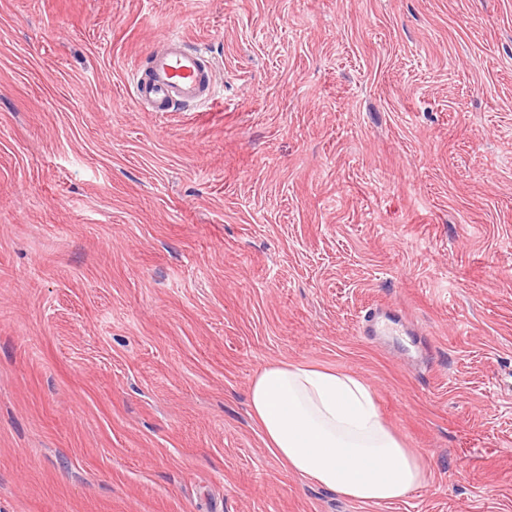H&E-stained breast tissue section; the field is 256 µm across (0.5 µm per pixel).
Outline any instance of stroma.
I'll return each instance as SVG.
<instances>
[{
  "instance_id": "obj_1",
  "label": "stroma",
  "mask_w": 512,
  "mask_h": 512,
  "mask_svg": "<svg viewBox=\"0 0 512 512\" xmlns=\"http://www.w3.org/2000/svg\"><path fill=\"white\" fill-rule=\"evenodd\" d=\"M167 32L214 100L137 104ZM280 361L428 484L290 471ZM0 512H512V0H0ZM253 417L289 468L364 505L393 503L426 483L418 454L383 423L357 378L278 362L254 378Z\"/></svg>"
}]
</instances>
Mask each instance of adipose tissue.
I'll list each match as a JSON object with an SVG mask.
<instances>
[{"label": "adipose tissue", "mask_w": 512, "mask_h": 512, "mask_svg": "<svg viewBox=\"0 0 512 512\" xmlns=\"http://www.w3.org/2000/svg\"><path fill=\"white\" fill-rule=\"evenodd\" d=\"M249 405L274 453L339 495L380 505L426 482L421 458L386 427L359 379L278 362L254 378Z\"/></svg>", "instance_id": "adipose-tissue-1"}]
</instances>
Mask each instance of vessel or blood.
Segmentation results:
<instances>
[{
    "label": "vessel or blood",
    "mask_w": 512,
    "mask_h": 512,
    "mask_svg": "<svg viewBox=\"0 0 512 512\" xmlns=\"http://www.w3.org/2000/svg\"><path fill=\"white\" fill-rule=\"evenodd\" d=\"M133 89L137 101L157 112H169L215 95L210 71L199 53L174 33L162 37L148 73L135 79Z\"/></svg>",
    "instance_id": "b4317fda"
}]
</instances>
